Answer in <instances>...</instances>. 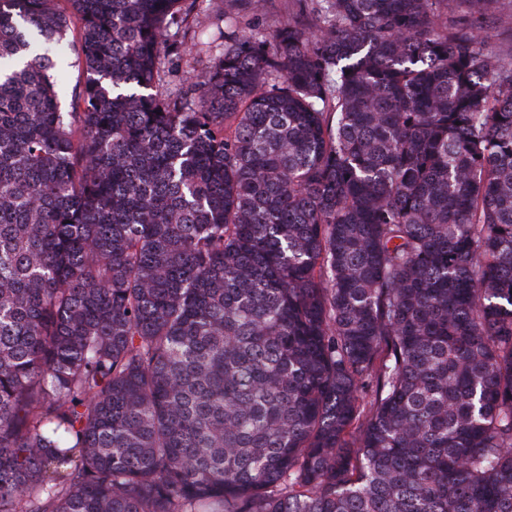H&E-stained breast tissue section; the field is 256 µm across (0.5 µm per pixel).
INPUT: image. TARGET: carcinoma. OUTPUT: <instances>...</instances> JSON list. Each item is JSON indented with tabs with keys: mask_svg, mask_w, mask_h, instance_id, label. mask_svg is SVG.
I'll list each match as a JSON object with an SVG mask.
<instances>
[{
	"mask_svg": "<svg viewBox=\"0 0 512 512\" xmlns=\"http://www.w3.org/2000/svg\"><path fill=\"white\" fill-rule=\"evenodd\" d=\"M195 2L0 0V512H512L503 0ZM480 25L490 49L506 50L512 45V27L506 29L498 16H486L481 20ZM57 48L59 66L57 69V84L61 104L68 107L72 95L78 90L82 81L81 69L78 66L80 46L78 42H61Z\"/></svg>",
	"mask_w": 512,
	"mask_h": 512,
	"instance_id": "obj_1",
	"label": "carcinoma"
}]
</instances>
